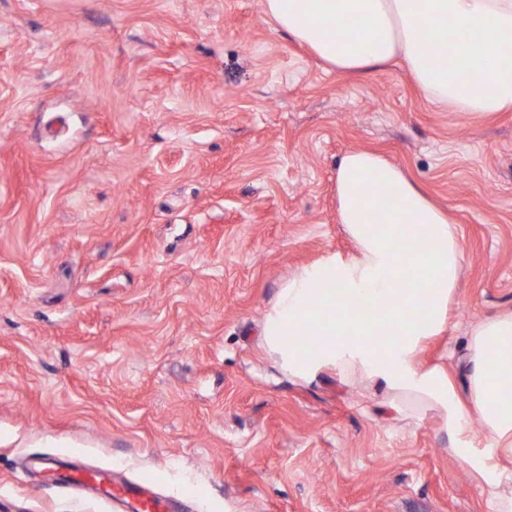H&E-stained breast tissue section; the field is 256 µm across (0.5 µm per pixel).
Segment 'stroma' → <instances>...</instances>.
Wrapping results in <instances>:
<instances>
[{"mask_svg":"<svg viewBox=\"0 0 512 512\" xmlns=\"http://www.w3.org/2000/svg\"><path fill=\"white\" fill-rule=\"evenodd\" d=\"M352 149L457 222L420 360L463 383L471 328L512 310V110L327 69L262 0H0V512H117L40 458L196 490L185 512H489L439 412L263 344L293 272L352 249Z\"/></svg>","mask_w":512,"mask_h":512,"instance_id":"stroma-1","label":"stroma"}]
</instances>
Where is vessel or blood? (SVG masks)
I'll return each mask as SVG.
<instances>
[{"mask_svg": "<svg viewBox=\"0 0 512 512\" xmlns=\"http://www.w3.org/2000/svg\"><path fill=\"white\" fill-rule=\"evenodd\" d=\"M53 471L57 472L58 486L80 488L87 485L95 486L106 497L121 505L124 512H176L168 500L162 499L149 490L146 485L127 482L121 486H113L109 476L100 471L78 470L61 463H53Z\"/></svg>", "mask_w": 512, "mask_h": 512, "instance_id": "1", "label": "vessel or blood"}]
</instances>
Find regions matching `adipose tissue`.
Instances as JSON below:
<instances>
[{"label":"adipose tissue","instance_id":"adipose-tissue-1","mask_svg":"<svg viewBox=\"0 0 512 512\" xmlns=\"http://www.w3.org/2000/svg\"><path fill=\"white\" fill-rule=\"evenodd\" d=\"M279 28L331 68L359 73L402 61L435 104L489 116L512 108V67L498 63L512 33V0H263ZM339 216L354 242L295 272L265 315L268 351L289 376L332 368L382 385L399 411H444L460 460L483 483L492 512H512V311L485 319L467 341L468 402L441 368L417 356L447 328L463 249L453 220L399 166L370 150L336 167ZM390 208L382 222L380 201ZM316 337L303 347L295 329ZM491 444L472 448L471 416Z\"/></svg>","mask_w":512,"mask_h":512}]
</instances>
